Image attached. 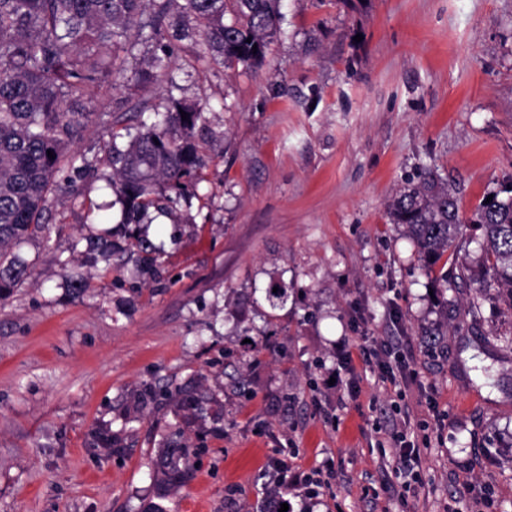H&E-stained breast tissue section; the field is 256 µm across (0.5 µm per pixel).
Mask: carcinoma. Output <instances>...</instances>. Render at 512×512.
<instances>
[{
    "mask_svg": "<svg viewBox=\"0 0 512 512\" xmlns=\"http://www.w3.org/2000/svg\"><path fill=\"white\" fill-rule=\"evenodd\" d=\"M280 0H0V299L10 296L30 276L17 263L14 248L41 236L49 195L57 179L86 158L70 145L89 126L111 131L104 145L112 176L108 185L125 206L126 224H138L151 207L165 202L191 206L203 181V146L212 138L206 106L199 101L143 103L154 121L121 133L85 101L88 88L112 90V77L126 78L132 95L148 90L173 52L163 29L170 11L178 21L171 38L188 40L186 64L259 67L281 29ZM188 114L182 119L181 112ZM53 152L48 157L47 152ZM506 196L481 201L468 220L460 215L454 190L431 168L407 183L388 204L390 223L404 228L423 267L435 280L468 286L475 274L467 264L435 269L445 256L457 255L462 227L470 223L483 238L482 287L506 294L512 311V186ZM128 247L139 253L144 273L159 277L161 248L126 229ZM87 251L112 265L123 247L112 236L89 240ZM160 395L178 399L195 412L204 402L181 389L147 386L137 401ZM93 445L114 451L119 437L107 428L91 431ZM191 448L171 439L154 463L151 490L138 512H168L174 488L190 478Z\"/></svg>",
    "mask_w": 512,
    "mask_h": 512,
    "instance_id": "1",
    "label": "carcinoma"
}]
</instances>
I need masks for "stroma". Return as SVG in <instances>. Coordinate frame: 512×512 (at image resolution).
Here are the masks:
<instances>
[{"mask_svg":"<svg viewBox=\"0 0 512 512\" xmlns=\"http://www.w3.org/2000/svg\"><path fill=\"white\" fill-rule=\"evenodd\" d=\"M258 72L184 63L215 133L199 200L157 215L162 283L134 259L86 264L85 238L122 233L104 129L73 144L99 170L59 182L31 278L0 303V512H136L171 430L197 450L171 512H256L276 470L320 467L308 512H454L494 479L512 512V312L434 282L387 205L430 167L470 216L512 184V0H282ZM86 282L71 299L67 281ZM288 301L271 307L267 289ZM447 318L441 336L421 329ZM388 349L384 366L345 350ZM493 366L500 385L477 368ZM389 367L399 385L381 382ZM206 397L133 405L144 385ZM405 421L420 480L383 432ZM105 426L118 451L92 444Z\"/></svg>","mask_w":512,"mask_h":512,"instance_id":"35a3bbf8","label":"stroma"}]
</instances>
